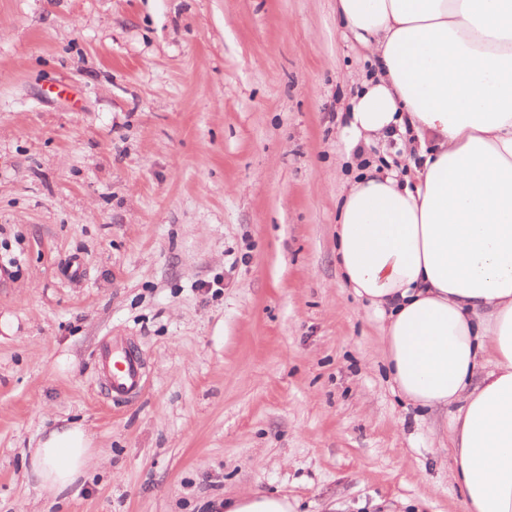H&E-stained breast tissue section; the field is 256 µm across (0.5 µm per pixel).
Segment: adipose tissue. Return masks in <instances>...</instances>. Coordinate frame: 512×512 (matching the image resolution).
<instances>
[{"mask_svg":"<svg viewBox=\"0 0 512 512\" xmlns=\"http://www.w3.org/2000/svg\"><path fill=\"white\" fill-rule=\"evenodd\" d=\"M373 59L345 150L395 140L412 169H360L336 226L345 287L379 313L389 371L450 411V477L467 512H512V0H336ZM91 438L52 429L38 487L64 493Z\"/></svg>","mask_w":512,"mask_h":512,"instance_id":"ef3b65f1","label":"adipose tissue"}]
</instances>
